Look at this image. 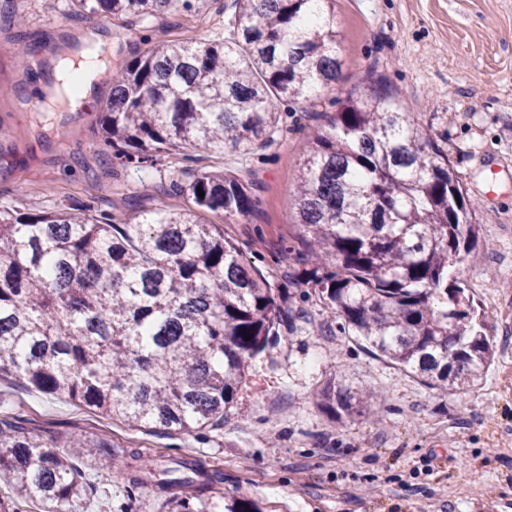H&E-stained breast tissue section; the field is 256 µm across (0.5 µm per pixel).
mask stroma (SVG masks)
<instances>
[{
    "label": "stroma",
    "mask_w": 512,
    "mask_h": 512,
    "mask_svg": "<svg viewBox=\"0 0 512 512\" xmlns=\"http://www.w3.org/2000/svg\"><path fill=\"white\" fill-rule=\"evenodd\" d=\"M229 0H192L190 9L158 17L74 14L70 0H45L27 11L39 51L19 61L15 31L3 15L19 0H0V207L53 210L76 205L97 213L116 193L179 211L167 194L173 179L197 171H230L253 181L260 200L247 220L206 214L224 227L274 283L289 262L283 241L298 234L297 174L312 126L368 71L387 79L405 107L447 155L479 208L483 244L448 277L471 286L480 260L500 273L491 292L475 291L496 345L494 361L471 391H435L343 336L317 298L294 301L296 320L285 343L252 361L220 429L207 438L139 431L66 399L0 380V419L52 444L83 430L108 440L116 455L187 456L224 472L225 496L249 498L264 512H487L512 500V0H336L342 76L336 88L291 108L266 147L220 149L195 156L158 155L146 169L120 168L96 134L109 87L95 80L76 110L32 112L33 85L49 84L58 58L77 56L102 40L116 67L157 45L211 43L233 31ZM384 397V416L333 423L316 394L328 380ZM80 512H117L122 485L109 473L91 476Z\"/></svg>",
    "instance_id": "35a3bbf8"
}]
</instances>
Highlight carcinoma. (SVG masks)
I'll list each match as a JSON object with an SVG mask.
<instances>
[{
	"label": "carcinoma",
	"instance_id": "carcinoma-1",
	"mask_svg": "<svg viewBox=\"0 0 512 512\" xmlns=\"http://www.w3.org/2000/svg\"><path fill=\"white\" fill-rule=\"evenodd\" d=\"M336 0H233L232 36L203 45L160 43L103 72L110 87L98 133L122 168L157 154L247 150L269 145L281 110L336 85ZM78 14L153 17L177 0H71ZM14 52H33L22 16ZM301 232L280 255L288 283L307 288L379 355L428 387L467 390L494 358L486 316L448 266L480 241L476 204L424 126L376 77L350 92L313 129L298 175ZM204 197H199L198 190ZM167 193L189 207H146L122 224L110 210L70 206L38 214L0 209V375L50 396L94 408L134 428L171 433L215 429L234 402L249 362L285 342L294 308L250 257L203 213L246 218L253 185L231 172L173 179ZM332 422L382 420L378 395L352 394L330 380L317 394ZM94 437L47 448L0 419V483L44 512H75L87 465L105 457ZM112 466L138 512L158 490L172 512H216L224 473L176 459L166 467L140 455ZM224 512H263L231 498Z\"/></svg>",
	"mask_w": 512,
	"mask_h": 512
}]
</instances>
